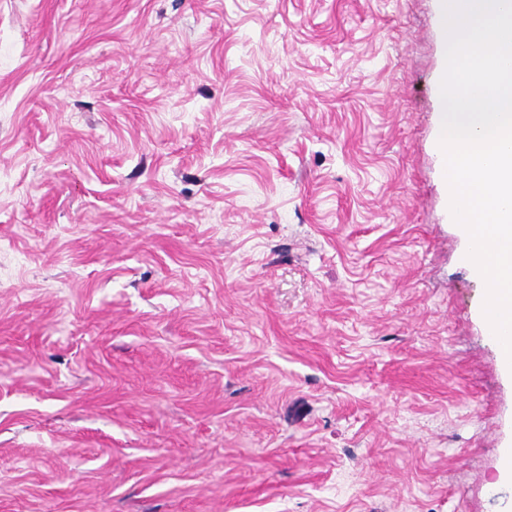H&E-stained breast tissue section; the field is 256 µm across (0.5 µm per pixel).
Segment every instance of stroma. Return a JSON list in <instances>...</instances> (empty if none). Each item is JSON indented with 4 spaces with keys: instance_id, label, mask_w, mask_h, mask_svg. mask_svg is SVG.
Returning a JSON list of instances; mask_svg holds the SVG:
<instances>
[{
    "instance_id": "obj_1",
    "label": "stroma",
    "mask_w": 512,
    "mask_h": 512,
    "mask_svg": "<svg viewBox=\"0 0 512 512\" xmlns=\"http://www.w3.org/2000/svg\"><path fill=\"white\" fill-rule=\"evenodd\" d=\"M439 0H0V512H504Z\"/></svg>"
}]
</instances>
